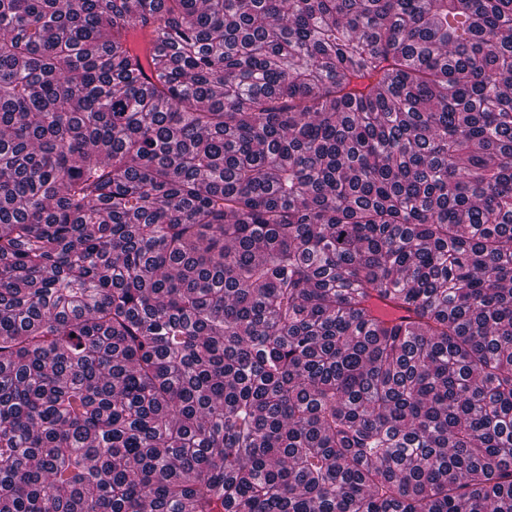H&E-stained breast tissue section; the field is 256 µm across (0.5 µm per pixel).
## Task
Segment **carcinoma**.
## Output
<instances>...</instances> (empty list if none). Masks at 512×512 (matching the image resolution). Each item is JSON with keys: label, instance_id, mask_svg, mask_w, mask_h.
<instances>
[{"label": "carcinoma", "instance_id": "cac0c4a2", "mask_svg": "<svg viewBox=\"0 0 512 512\" xmlns=\"http://www.w3.org/2000/svg\"><path fill=\"white\" fill-rule=\"evenodd\" d=\"M0 512H512V0H0Z\"/></svg>", "mask_w": 512, "mask_h": 512}]
</instances>
